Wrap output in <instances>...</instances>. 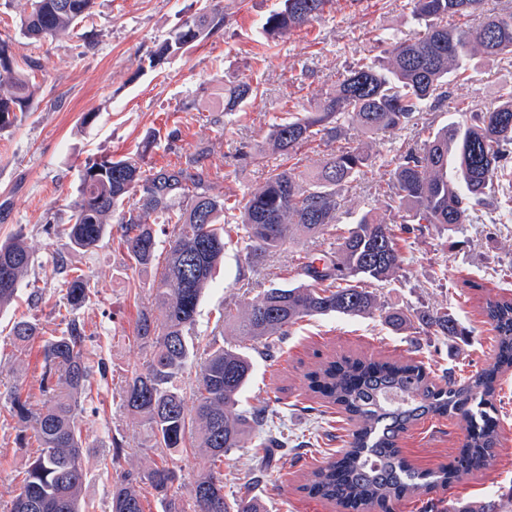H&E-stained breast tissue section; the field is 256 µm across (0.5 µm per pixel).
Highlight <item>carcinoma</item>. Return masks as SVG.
Segmentation results:
<instances>
[{"label":"carcinoma","instance_id":"cac0c4a2","mask_svg":"<svg viewBox=\"0 0 512 512\" xmlns=\"http://www.w3.org/2000/svg\"><path fill=\"white\" fill-rule=\"evenodd\" d=\"M416 21L407 38L383 32L381 54L361 55L344 70L336 86L315 109L288 113L271 125L268 147L291 157L304 145L346 139V128L370 136L401 130L424 111L434 93L460 78L477 53L491 61L512 63V13L489 16L477 26L458 25L482 12L485 0H409ZM333 0H280L262 22L267 38L279 39L321 18ZM95 0H30L21 33L36 41L75 27L90 14ZM224 27L218 0L182 21L151 55L150 66L190 48ZM257 95L247 78L233 82L218 112H234ZM36 89L14 67L10 44L0 39V131L16 126L34 111ZM512 89L466 120L429 133L418 149L395 156L389 172V197L398 203L400 222L385 224L366 214L339 237L336 250L303 264V282L277 285L250 299L244 313L224 307L215 327L230 326L236 335L264 345L288 336L307 318L326 315L365 316L380 309L372 285L385 282L404 264V235L410 225L423 231L432 224L448 230L477 224L480 207L491 197L500 217L512 220ZM370 156L345 143L314 171L298 164H263V182L240 199L214 191L210 173L198 155L183 164L144 168V155L116 158L105 154L85 161L80 191L65 231L73 248L94 252L112 237L126 251L134 269L163 264L151 288L162 320L139 312L135 335L151 343L143 372L120 387L123 408L144 428L150 447L174 451L192 444L205 451V473L189 489V503L170 493L178 480L167 460L144 473L120 474L111 512H145L138 491L150 485L163 512H262L254 497L224 494L221 464L235 449L288 444L282 423L266 410L241 408V395L253 377L249 352L213 346L198 365L195 399L187 407L181 389L194 354L198 307L214 270L224 261V225H236L245 260L255 264L283 249L296 232L311 237L336 230L339 191L364 175ZM168 226L166 238L157 226ZM32 255L21 234L0 242V307L12 303ZM63 299L73 310L90 300L83 273L64 282ZM495 332V362L444 387L434 384L414 362L329 361L308 374L310 389L338 406L354 423L349 448L338 460L313 469L304 489L348 512H394L412 497L448 485V471L420 472L401 456L398 441L420 421L455 416L467 429L465 451L453 475L488 466L495 457L494 398L499 374L512 368V300L489 299L483 307ZM384 322L399 331L418 327L440 336L463 330L456 316L435 310L417 314L410 308L384 312ZM9 335L20 354L42 342L41 384L49 396L40 409L18 392L12 398L16 417L31 423L39 455L29 464L10 512H87L80 506L85 480L82 433L77 423L82 396L93 374L85 352L84 325L68 319L59 336L44 337L39 325L20 318ZM446 512H512V493L481 500L456 499Z\"/></svg>","mask_w":512,"mask_h":512}]
</instances>
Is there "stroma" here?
<instances>
[{"label": "stroma", "instance_id": "1", "mask_svg": "<svg viewBox=\"0 0 512 512\" xmlns=\"http://www.w3.org/2000/svg\"><path fill=\"white\" fill-rule=\"evenodd\" d=\"M279 0H222V30L192 48L150 67L149 56L204 0H96L80 34L42 41L25 38L20 19L27 0H0V39L9 42L16 66L40 86L37 108L10 131L0 133V241L22 231L33 255L18 298L0 309V512H10L36 442L20 445L24 429L9 408L13 392L34 406L46 400L40 388V343L19 355L9 328L13 320H34L45 335L63 326L51 304L63 294L72 270H83L91 299L77 315L86 330L90 362H105L107 376L84 403L79 424L87 443L82 498L87 512H109L118 476L144 472L160 459L147 448L141 425L123 409L118 391L131 372L142 369L150 348L134 335L143 309L153 306L151 284L159 270L131 269L117 239L95 254L73 249L64 231L78 196L79 171L97 153L120 157L143 151L146 135L160 131L158 147L144 151V163L163 167L203 156L217 192L239 195L262 180L254 156L267 142L269 127L284 101L314 108L360 51L380 52L375 33L408 35L414 28L407 0H334L323 17L288 39L267 42L264 18ZM469 79L452 82L445 98H431L414 125L369 138L347 135L369 154L372 167L341 190V221L364 213L387 223L398 213L388 198V172L399 150L416 146L429 132L461 120L463 104L483 109L504 86L512 66L473 56ZM250 78L260 92L237 112L211 111L229 82ZM94 113L84 122L85 113ZM484 223L448 231L435 226L411 233L402 270L376 286L383 308L418 312L448 309L464 334L437 336L419 329L391 331L380 315L322 316L292 335L258 348L254 377L242 394L246 407L268 406L284 422L288 445L267 449L266 474L254 480V448L235 450L224 461V491L258 497L266 512H338L303 489L306 473L330 453L349 446L352 424L336 406L308 388L307 373L328 359L413 360L423 363L436 384L463 379L493 361L495 334L483 315L486 299L512 297V221L499 223L494 203ZM332 235L296 233L294 243L249 265L239 244L229 243L214 284L202 297L195 338L197 357L214 335L219 309L239 308L272 283H298L300 266L314 253L335 248ZM498 445L485 469L453 485L397 506L396 512H428L432 501L494 497L512 487V371L498 380L495 398ZM123 446L114 456L113 441ZM465 430L451 417L421 421L399 440L402 456L417 470L452 468Z\"/></svg>", "mask_w": 512, "mask_h": 512}]
</instances>
